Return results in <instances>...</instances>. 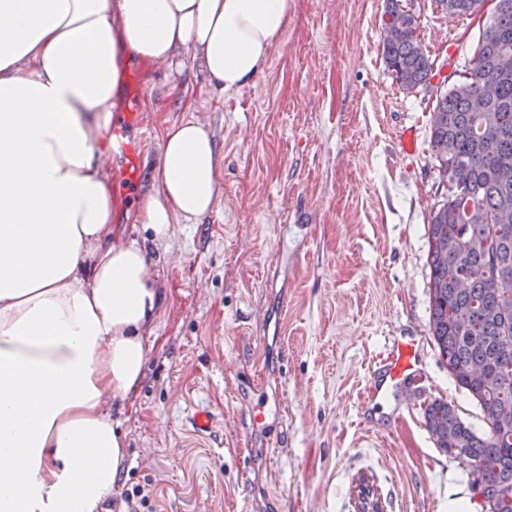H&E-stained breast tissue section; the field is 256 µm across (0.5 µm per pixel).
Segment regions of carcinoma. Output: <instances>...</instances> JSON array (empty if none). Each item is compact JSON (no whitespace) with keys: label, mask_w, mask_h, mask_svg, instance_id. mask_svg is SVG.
Instances as JSON below:
<instances>
[{"label":"carcinoma","mask_w":512,"mask_h":512,"mask_svg":"<svg viewBox=\"0 0 512 512\" xmlns=\"http://www.w3.org/2000/svg\"><path fill=\"white\" fill-rule=\"evenodd\" d=\"M485 0H437L458 16ZM402 26L382 42L395 82L409 91L430 80L433 61L418 15L386 0ZM512 57V0H495L470 71L437 100L430 142L448 195L428 224L430 334L448 373L477 402L488 426L478 432L442 399L424 410L428 428L448 429L437 447L464 463L483 512H512V70L487 80Z\"/></svg>","instance_id":"carcinoma-1"}]
</instances>
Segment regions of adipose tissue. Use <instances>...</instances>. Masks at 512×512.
<instances>
[{"label":"adipose tissue","instance_id":"ef3b65f1","mask_svg":"<svg viewBox=\"0 0 512 512\" xmlns=\"http://www.w3.org/2000/svg\"><path fill=\"white\" fill-rule=\"evenodd\" d=\"M294 0H0V512H101L127 464L110 401L136 389L165 296L148 242L223 193L213 136L165 126L155 190L112 238L101 127L132 58L255 83Z\"/></svg>","mask_w":512,"mask_h":512}]
</instances>
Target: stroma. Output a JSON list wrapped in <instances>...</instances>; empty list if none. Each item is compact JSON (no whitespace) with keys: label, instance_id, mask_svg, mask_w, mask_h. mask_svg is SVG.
Returning <instances> with one entry per match:
<instances>
[{"label":"stroma","instance_id":"1","mask_svg":"<svg viewBox=\"0 0 512 512\" xmlns=\"http://www.w3.org/2000/svg\"><path fill=\"white\" fill-rule=\"evenodd\" d=\"M402 2L419 17L432 84L448 90L488 14ZM384 12L385 0H295L263 76L232 92L195 66L128 63L113 112L138 98L153 138L138 180L112 182L116 238L143 235L134 216L168 123L209 126L224 192L150 248L165 307L139 385L112 408L128 463L104 512H127L137 488L149 496L140 512H355L363 476L386 512H443L452 458L426 425L427 403L487 425L430 338L426 231L445 198L436 100L390 75ZM394 336L414 338L418 362L379 397L374 362ZM200 406L215 415L206 435L189 425Z\"/></svg>","mask_w":512,"mask_h":512}]
</instances>
